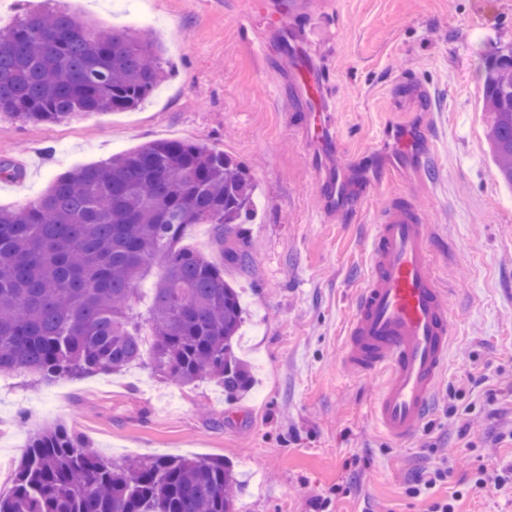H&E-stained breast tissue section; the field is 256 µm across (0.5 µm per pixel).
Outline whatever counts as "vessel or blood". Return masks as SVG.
Here are the masks:
<instances>
[{
  "instance_id": "b4317fda",
  "label": "vessel or blood",
  "mask_w": 512,
  "mask_h": 512,
  "mask_svg": "<svg viewBox=\"0 0 512 512\" xmlns=\"http://www.w3.org/2000/svg\"><path fill=\"white\" fill-rule=\"evenodd\" d=\"M286 47L299 62L306 110L325 112L323 75L300 44L290 41ZM371 222L369 269L356 295L342 361L351 374L383 375L371 417L403 446L431 415L448 369L455 334L452 295L429 271L431 234L411 198H388Z\"/></svg>"
}]
</instances>
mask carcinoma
Masks as SVG:
<instances>
[{"label": "carcinoma", "instance_id": "carcinoma-1", "mask_svg": "<svg viewBox=\"0 0 512 512\" xmlns=\"http://www.w3.org/2000/svg\"><path fill=\"white\" fill-rule=\"evenodd\" d=\"M165 49L129 29L50 7L0 30V115L60 124L134 110L168 77ZM483 121L512 188V48L483 75ZM255 185L221 150L156 140L52 180L22 209L0 207V374L50 381L143 365L180 384L210 378L233 400L252 377L235 355L238 292L182 244L219 226L224 262L250 264ZM222 458L144 456L116 465L62 427L33 431L0 512H237Z\"/></svg>", "mask_w": 512, "mask_h": 512}]
</instances>
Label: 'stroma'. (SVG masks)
Here are the masks:
<instances>
[{
  "mask_svg": "<svg viewBox=\"0 0 512 512\" xmlns=\"http://www.w3.org/2000/svg\"><path fill=\"white\" fill-rule=\"evenodd\" d=\"M54 2L105 27L132 28L146 15L171 73L134 111L53 126L0 116V160L25 172L0 181V206L23 208L55 176L149 141L224 150L260 191L245 233L251 264L224 269L243 298L237 353L256 384L229 401L211 380L179 384L141 366L1 377L0 489L12 484L29 429L58 425L116 464L224 458L239 480V512H428L405 482L435 464L438 447L454 473L435 497H455L456 512H512V501L471 487L479 465L512 460V447L488 448L481 431L460 429L485 418L488 388L512 381V191L487 154L481 90L486 61L512 47V0H307L271 27L248 21L251 0ZM289 36L311 44L327 75L340 144L301 122ZM390 124L406 145L385 141ZM329 177L344 179L346 195L324 222ZM400 193L435 229L433 271L456 311L435 411L406 447L370 417L382 376H352L341 363L369 263L367 214Z\"/></svg>",
  "mask_w": 512,
  "mask_h": 512,
  "instance_id": "stroma-1",
  "label": "stroma"
}]
</instances>
